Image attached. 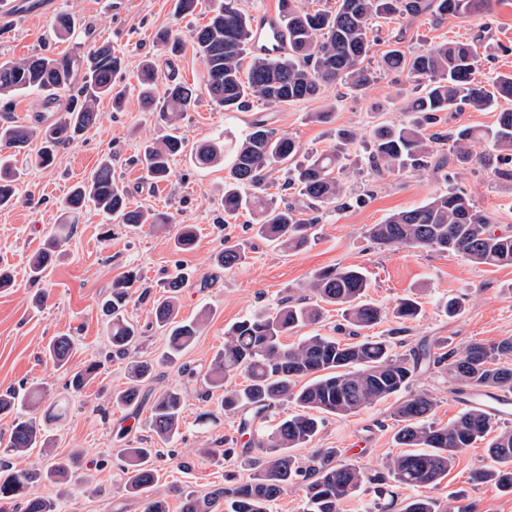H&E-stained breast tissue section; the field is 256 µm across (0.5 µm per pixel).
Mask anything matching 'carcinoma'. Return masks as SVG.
Here are the masks:
<instances>
[{
	"label": "carcinoma",
	"instance_id": "cac0c4a2",
	"mask_svg": "<svg viewBox=\"0 0 512 512\" xmlns=\"http://www.w3.org/2000/svg\"><path fill=\"white\" fill-rule=\"evenodd\" d=\"M490 0H336V11L313 12L282 0V25L288 36V54L262 58L249 53L251 17L238 0H224L208 24L191 34L193 48L206 70L205 86L211 97L226 112H241L255 99L268 105L318 97L322 89L337 81L360 94L378 75L405 72L424 86L423 91L403 108L400 122L382 123L371 128L367 174L382 179L395 173L431 169L450 179L449 169L474 165L492 177L512 181V75L497 78L495 91L473 78L477 63L476 48L467 42H450L421 50L407 58L392 50L380 57L376 66L365 63L370 50L373 22L382 14L406 13L417 16L432 12L440 17H470L489 10ZM249 63H244V60ZM122 60L108 45L86 53L59 58L31 56L0 63V97L15 98L29 92L43 94V112L61 111L45 127L0 125V151H19L35 138L42 147L34 162L49 166L55 148L71 142L92 126L98 104L107 97L115 107L122 104L116 91ZM155 65L147 60L140 72V96L150 112L158 113L170 133L143 150L140 163L146 178L155 183L172 175L171 159L185 150L177 122L195 103L192 92L172 77L163 93L155 95ZM69 91L63 109H58L60 93ZM471 108L496 109V121L484 129L459 127L450 134L448 151L434 147L435 139L425 135L426 126L438 123L440 113ZM338 146L329 152L300 157L295 140L279 134L264 120L257 119L231 149L216 137L191 151V161L199 168L222 164L231 154L224 182V214L234 218L246 211L256 217L255 236L285 250H296L308 243L307 231L317 223L314 213L336 207L347 194L351 163L344 146L354 143L359 134L350 129L336 133ZM475 142L486 144L476 153ZM11 156L0 154V207L15 201L16 188ZM283 173V188L293 189L300 203L279 204L268 193L275 173ZM126 189L112 177V157L102 158L86 181L77 184L66 199L67 212L75 214L94 207L121 224L154 228L168 223L161 214L132 209ZM370 238L381 246L404 245L415 249L450 252L477 266H512V232L501 230L490 216L477 210L462 188L434 195L426 203L391 215L382 224H373ZM196 241L194 227L180 226L175 247L189 251ZM246 259L244 247L229 245L216 257L217 265L231 269ZM52 251L45 249L33 260L32 278L39 280L51 267ZM186 276L177 273L165 283L167 296L153 305L158 327L168 328V346L163 361L175 362L194 343L202 324L209 319L204 311L192 320L179 318L178 294ZM138 281L129 271L112 285V293L100 304L112 354L128 357L142 335L136 323L126 317L129 288ZM369 282L355 266L329 268L315 274L307 284L311 300L284 299L274 308L255 313L234 324L226 333L224 352L213 360L207 385L213 390L237 373L247 385L224 393V411H254L259 417L277 403L292 399L302 411L280 420L263 439L269 450L261 462L248 461L253 473L248 480L227 485L199 498L186 495L181 512H268L271 502L288 487L305 482L304 512H339L340 504L351 498L366 483L385 492L386 477L371 474L352 464H334L336 449L319 451L317 463L302 466L291 454L294 448L310 443L319 431L320 415L347 416L364 407L395 395L423 369L443 365L458 389L512 392V337L487 345L471 341L465 346L446 348L442 344H423L407 353L394 350L391 336H364L386 317L385 311L369 301ZM341 307L347 322L348 338L319 334L287 345L285 336L321 322L324 305ZM420 313L419 303L399 300L392 309L400 322L411 321ZM73 341L55 337L47 347L49 358L67 362ZM152 362L132 360L130 382L117 397L121 406L144 400L141 386L155 372ZM92 363L74 372L69 388L81 391L96 375ZM308 378L303 385L298 380ZM47 396L43 386L0 394V413H16L7 449L14 455L26 454L45 443L44 429L35 408ZM184 396L177 388L158 394L151 403L150 427L162 442L179 433ZM435 402L426 393H416L400 402L394 411L399 423L395 441L408 452L388 463V472L399 487H431L454 466L458 453L477 442L486 443L493 465L480 471L476 479L493 481L512 494V428H501L479 407L461 413L445 426L429 421ZM154 448H124L123 473L129 492L141 499L143 512H167L166 501L155 493L159 481L153 467ZM80 452L55 455L45 468H15L0 463V504L23 503L24 512H56V503L35 496L31 488L40 482L65 483L76 477ZM224 510H219V507ZM401 512H440L429 497L409 498Z\"/></svg>",
	"mask_w": 512,
	"mask_h": 512
}]
</instances>
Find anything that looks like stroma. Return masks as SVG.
<instances>
[{
  "label": "stroma",
  "mask_w": 512,
  "mask_h": 512,
  "mask_svg": "<svg viewBox=\"0 0 512 512\" xmlns=\"http://www.w3.org/2000/svg\"><path fill=\"white\" fill-rule=\"evenodd\" d=\"M34 9L18 10L10 26H0V62L31 55L57 56L111 45L124 60L121 84L124 102L113 109L109 99L98 106V120L81 138L60 145L52 166L37 168L31 161L40 140L16 153L19 200L0 207V267L8 269L12 286L0 291V393L38 383L52 392L40 406V415L55 452L81 454V483H41L35 495L52 499L58 512H142L139 498L125 487L120 448L132 444L157 449L154 465L160 474L157 487L168 512H181L186 494L208 495L223 486L225 477L248 479L240 463L224 459L223 449L244 448L252 460L265 459L267 451L257 434L270 431L280 419L297 412L294 402L283 401L259 418L256 426H240V414L226 413L221 405L225 390L209 391L205 381L215 355L224 347V331L236 321L287 297L305 295L306 285L320 270L355 265L370 282L369 297L389 311L407 295L420 304L417 319L398 325L385 320L375 326L377 336L400 331L406 348L441 341L459 348L480 340L494 343L512 336V266L491 268L472 265L448 252L381 247L367 234L371 225L391 214L422 205L446 188L431 171L405 173L369 181L365 171L354 172L351 183L362 196L360 204L344 210L323 211L313 228L310 243L299 250L281 251L256 239L251 215L224 220V167L201 169L190 157H177L169 181L151 184L137 158L147 144L161 140L168 129L141 103L138 71L152 60L158 71V90H165L169 76H176L196 94V106L180 120V132L188 146H196L216 134L226 141L243 138L256 118L298 142L302 153L331 150L336 132L357 129L368 135L372 125L397 122L414 84L406 75L387 73L360 96L342 83L327 85L321 95L285 106L257 103L247 112H224L204 86V65L195 54L190 34L208 23L220 0H199L192 16L177 17L175 0H36ZM72 14L76 26L69 39H58L52 26L59 13ZM172 30L183 43L171 55L157 42L158 30ZM368 57L377 62L387 50L405 55L436 45L462 41L478 52L476 81L492 86L500 74H512V0H496L489 15L470 18L426 13L401 16L380 23ZM332 111L329 123L313 122L311 113ZM112 158V175L123 185L131 206L166 214L167 231L133 230L113 222L94 208L72 218L74 229L55 253L50 275L40 282L30 278V261L42 250L54 224L60 223L62 204L72 188L85 181L104 156ZM456 186L470 195L477 208L501 227L512 228V184L472 167L459 172ZM183 224L196 228L192 250L181 252L174 236ZM246 244L247 257L238 267L217 266L216 255L225 246ZM183 268L188 280L180 293V318L190 319L209 311V321L178 363L156 370L144 387L152 394L181 389L183 423L172 441H157L149 425L150 408L127 409L112 398L128 385L127 362L110 357L105 325L98 304L110 295L112 285L125 272L137 271L151 288L147 300L132 299L127 307L143 335L133 357L160 359L166 334L153 322V302L163 293L167 276ZM459 297L464 308L448 316L444 305ZM67 335L74 349L65 365L45 355L49 341ZM97 361L98 376L81 392L67 383L71 373ZM454 382L439 367L424 370L412 392H425L436 406L432 420L443 425L456 418L452 401ZM400 395L372 403L349 416L323 415L318 435L295 449L306 462L320 448L336 449V460L353 463L369 472H386L388 462L399 455L393 412ZM484 443L463 449L454 467L425 496L441 508L454 503L472 504L474 512H512V494L492 482L476 480L489 467Z\"/></svg>",
  "instance_id": "1"
}]
</instances>
